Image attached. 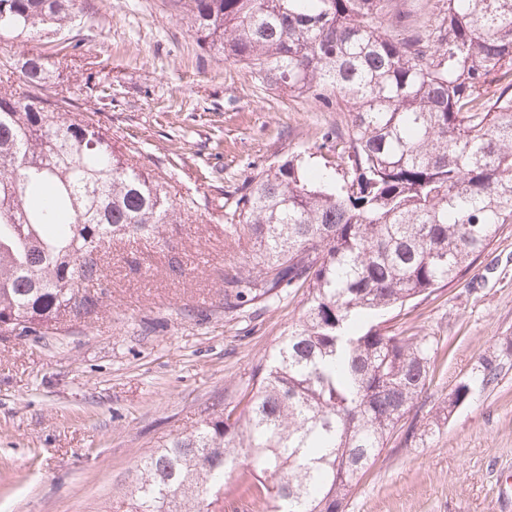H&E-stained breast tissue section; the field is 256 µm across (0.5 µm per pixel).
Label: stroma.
Returning <instances> with one entry per match:
<instances>
[{
  "instance_id": "1",
  "label": "stroma",
  "mask_w": 512,
  "mask_h": 512,
  "mask_svg": "<svg viewBox=\"0 0 512 512\" xmlns=\"http://www.w3.org/2000/svg\"><path fill=\"white\" fill-rule=\"evenodd\" d=\"M86 2L88 40L56 58L75 111L87 108L84 77L96 71L112 104L94 120L195 211L163 241L113 240L111 293L93 319L45 338L0 335V512H124L140 460L298 322V290L251 315L225 312L223 205L288 150L316 153L323 129L344 120L201 49L169 0ZM175 261L184 275L170 273ZM390 324L440 340L421 416L462 381L471 393L439 431L405 448L391 440L346 512H512V225L458 283ZM483 356L503 366L490 385Z\"/></svg>"
}]
</instances>
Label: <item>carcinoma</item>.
Masks as SVG:
<instances>
[{
    "label": "carcinoma",
    "mask_w": 512,
    "mask_h": 512,
    "mask_svg": "<svg viewBox=\"0 0 512 512\" xmlns=\"http://www.w3.org/2000/svg\"><path fill=\"white\" fill-rule=\"evenodd\" d=\"M393 0H171L198 44L269 90L347 113L308 149L250 175L224 214L252 253L224 265V311L305 289L298 323L249 378L140 461L129 512H345L394 437L408 444L468 400L459 383L432 419L419 398L439 349L373 318L455 281L512 224V0H443L438 21L379 19ZM83 0H0V44L86 24ZM55 90L44 94L49 85ZM54 56L0 58V334H56L97 314L112 240L164 239L195 208L72 112ZM112 105V87L86 82ZM501 364L479 361L482 383Z\"/></svg>",
    "instance_id": "obj_1"
}]
</instances>
